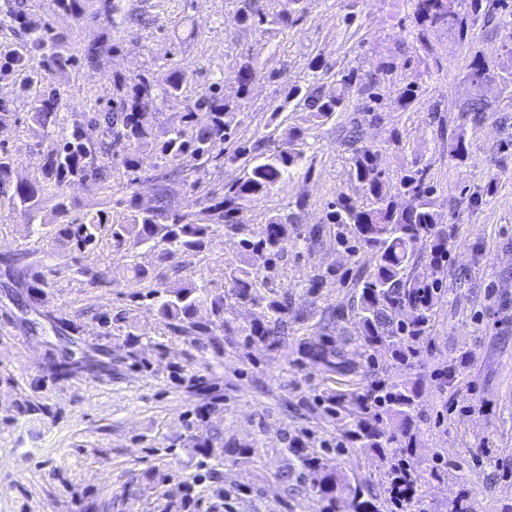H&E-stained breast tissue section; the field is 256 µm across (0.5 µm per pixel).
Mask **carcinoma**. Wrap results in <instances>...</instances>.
Listing matches in <instances>:
<instances>
[{"label":"carcinoma","instance_id":"1","mask_svg":"<svg viewBox=\"0 0 512 512\" xmlns=\"http://www.w3.org/2000/svg\"><path fill=\"white\" fill-rule=\"evenodd\" d=\"M307 0H282L281 8L270 15L246 3L237 21L244 27L265 24L277 32L294 27L306 15ZM464 12L448 13V0H413L412 10L417 28L426 32L448 22L454 24L458 36L467 39L479 20L483 0H458ZM31 44L50 52L59 64L67 58L48 35L36 33ZM321 58L311 61L312 78L303 85L295 84L286 93L284 103L269 116L278 138L251 143L238 137L243 107L260 68L257 59L248 54L239 64L229 91L221 83L209 88L196 103L195 110L185 115L184 126L156 132L152 114L158 101L182 93L188 83L187 74L170 70L160 86L148 76H118L114 80L115 98L112 111L98 113L87 124L77 123L70 136L43 155L41 177L11 184L15 160L0 154V185H13L10 204L12 213L31 223L41 212L43 196L59 192L73 179L104 181V169L90 165V158L109 150L107 137L115 127L131 149L112 156V168L121 169L132 186L140 174L153 172L157 182L158 206L140 208L135 194L119 199L125 207L124 219H110L101 203L90 204L87 220L70 218V204L60 201L49 221L53 238L63 244L73 242L80 249H92L101 228L109 227L112 249L129 257L127 270L143 281L149 269L137 261L138 250L152 252L154 264L161 266L177 253L201 252L210 246L218 233L238 236L241 264L227 267L224 291L217 292L203 283H188L173 290H156L158 312L169 326L187 336H212L220 331L226 336L237 330L224 320L228 300L249 303L261 309L249 327L242 329L249 341L272 349L286 341L302 325L317 319L321 333L305 339L300 353L326 373L344 377L354 384L369 381L368 399L356 391L339 392L326 404L325 412L345 422L347 439L360 448L372 451L378 462V477L385 495L378 496L372 486L351 481L330 463L328 448H293L291 453L305 471V490L319 505V512H425L421 475L415 466L417 438V399L423 378L418 376L393 381L382 376L370 378V372L394 365L404 373L418 363L423 344L428 339L442 297L440 269L448 255L450 237L444 217L436 209V187L428 167L418 162L395 185H390L380 165V150L363 141L359 123H354L345 141L349 152L351 180L358 184L361 196L340 194L326 213V222L305 228L297 215L306 206L298 199L286 214H274L253 228L244 221L247 204L255 197L268 194L286 177L299 171L305 158L308 131L331 120L345 106V89L357 75L352 70L337 74L336 92L328 94L317 78ZM419 85L413 79L399 90L395 104L402 110L411 108ZM294 104L306 113L307 125L283 126L279 121L287 105ZM58 98L39 95L30 103V119L40 128L58 123ZM471 128H479L487 119V105L480 99L468 103L465 110ZM465 133L455 136L450 158L462 164L467 158ZM223 161L240 164L243 174L224 185V193L212 194L195 201L183 211H170L165 206L169 183L181 176L184 162L201 165ZM171 162L174 169L159 170V163ZM315 245L324 236L334 238L336 249L369 255L373 264L358 267L349 281L340 284L349 292L344 301L319 310L296 305L297 292L284 287L277 292L269 288L278 277V262L290 236ZM261 255L264 266L254 269L250 258ZM428 261L432 273L420 276L416 266ZM14 282L27 288L32 303L44 294L47 283L26 281L21 269L5 272ZM335 270L317 271L310 279L306 294H315L333 282ZM207 304L214 321L202 324L196 320L200 305ZM353 320L356 340L365 348V360L349 358L326 334L335 324ZM402 486L399 497L390 493L393 485Z\"/></svg>","mask_w":512,"mask_h":512}]
</instances>
